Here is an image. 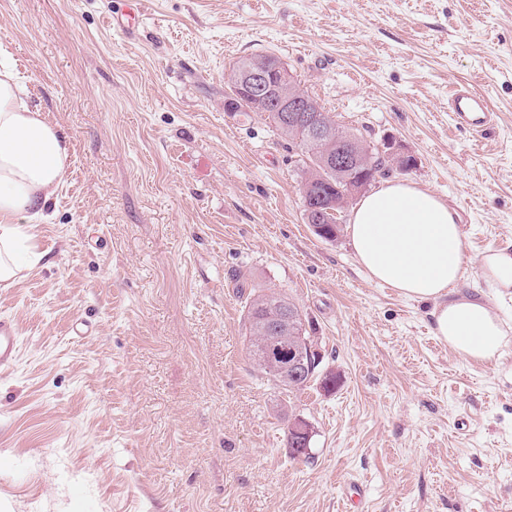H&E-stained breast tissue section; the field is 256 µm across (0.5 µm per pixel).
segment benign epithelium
Masks as SVG:
<instances>
[{
    "label": "benign epithelium",
    "mask_w": 512,
    "mask_h": 512,
    "mask_svg": "<svg viewBox=\"0 0 512 512\" xmlns=\"http://www.w3.org/2000/svg\"><path fill=\"white\" fill-rule=\"evenodd\" d=\"M239 93L227 100L229 109L239 107L255 111L266 102L271 85H276L281 121L290 127L307 129L311 138L327 145L321 165L336 173L345 185V195L340 201L318 191L311 182H302V193L307 201L306 223L315 226L324 224L330 214L354 200L381 174L364 164L368 156L378 157L384 163V171L405 172L414 166V158L392 139L372 144L356 134L345 133L325 118L324 109L314 97L306 94L285 63L275 54L261 59L246 58L237 71ZM295 310L283 304L277 311H269L263 304L256 306L254 319L256 329L267 341L257 351L256 361L272 372L278 380L290 387L306 383L309 369V346L297 339L293 320Z\"/></svg>",
    "instance_id": "1"
}]
</instances>
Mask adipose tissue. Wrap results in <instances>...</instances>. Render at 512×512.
<instances>
[{"mask_svg":"<svg viewBox=\"0 0 512 512\" xmlns=\"http://www.w3.org/2000/svg\"><path fill=\"white\" fill-rule=\"evenodd\" d=\"M69 144L32 108L8 61L0 60V285L15 284L43 255L30 247L32 224L69 165ZM459 217L439 196L406 180L365 194L347 232L369 278L402 297L430 303L434 335L459 357L491 361L512 342L488 297L462 294L465 257Z\"/></svg>","mask_w":512,"mask_h":512,"instance_id":"1","label":"adipose tissue"}]
</instances>
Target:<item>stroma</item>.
<instances>
[{
    "label": "stroma",
    "instance_id": "1",
    "mask_svg": "<svg viewBox=\"0 0 512 512\" xmlns=\"http://www.w3.org/2000/svg\"><path fill=\"white\" fill-rule=\"evenodd\" d=\"M0 0V47L71 165L0 287L19 345L0 368V512H512V345L464 361L429 305L373 282L339 215L306 224L299 152L231 112L241 57L273 53L337 125L392 136L405 178L466 235L465 291L512 242V0ZM468 82L498 115L448 112ZM301 309L321 373L287 394L246 352L254 291ZM89 332L74 335L75 323ZM312 426L293 459L288 425ZM448 112H452L456 126L475 136H483L493 128L494 113L491 112L487 100L465 83L457 84L450 95Z\"/></svg>",
    "mask_w": 512,
    "mask_h": 512
}]
</instances>
